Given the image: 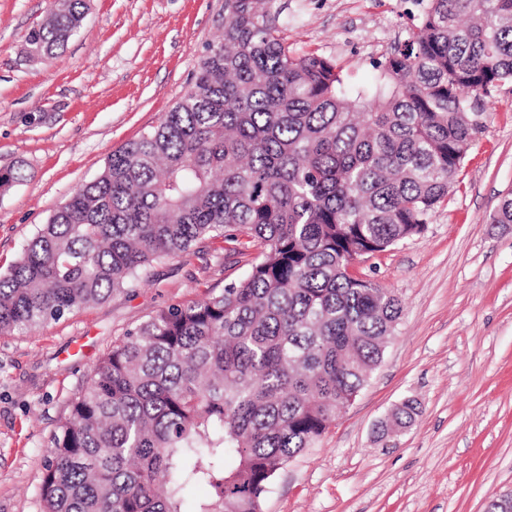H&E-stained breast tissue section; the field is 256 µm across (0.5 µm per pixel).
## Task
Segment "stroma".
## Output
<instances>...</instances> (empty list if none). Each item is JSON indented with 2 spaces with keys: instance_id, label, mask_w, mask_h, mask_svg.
<instances>
[{
  "instance_id": "stroma-1",
  "label": "stroma",
  "mask_w": 512,
  "mask_h": 512,
  "mask_svg": "<svg viewBox=\"0 0 512 512\" xmlns=\"http://www.w3.org/2000/svg\"><path fill=\"white\" fill-rule=\"evenodd\" d=\"M285 35L334 60L356 88L408 37L414 0H281ZM52 0H0V271L112 151L156 126L190 87L224 0H85L54 58L25 36ZM482 132L423 234L359 259L356 272L403 311L380 365L314 448L276 477L265 512H487L512 493V224L492 223L512 192V83L482 107ZM211 242L155 263L136 288L33 331L0 335V512H41L50 440L113 341L155 310L222 291L242 268L204 262ZM419 413L377 425L405 400Z\"/></svg>"
}]
</instances>
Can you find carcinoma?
<instances>
[{
    "label": "carcinoma",
    "instance_id": "obj_1",
    "mask_svg": "<svg viewBox=\"0 0 512 512\" xmlns=\"http://www.w3.org/2000/svg\"><path fill=\"white\" fill-rule=\"evenodd\" d=\"M418 22L353 91L298 54L280 0H224V25L159 124L111 153L0 273V334L100 303L201 240L250 256L204 298L157 309L94 369L52 436L42 512H263L380 364L399 297L354 259L423 233L512 83V0H415ZM84 0L26 36L53 57ZM512 224V194L492 217ZM417 415L408 400L388 423ZM209 499L189 508L187 491Z\"/></svg>",
    "mask_w": 512,
    "mask_h": 512
}]
</instances>
